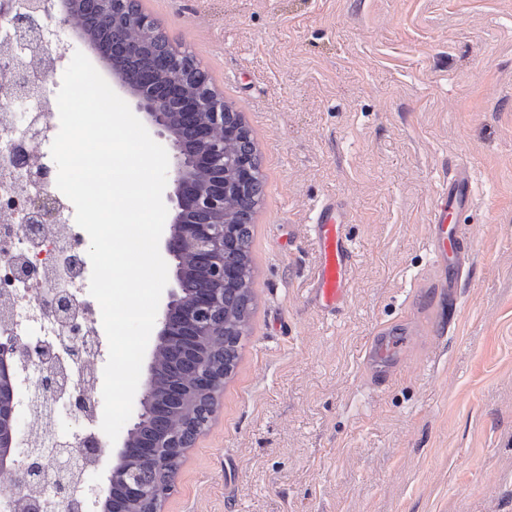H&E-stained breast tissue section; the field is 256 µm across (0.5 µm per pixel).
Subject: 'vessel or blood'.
<instances>
[{"label": "vessel or blood", "mask_w": 512, "mask_h": 512, "mask_svg": "<svg viewBox=\"0 0 512 512\" xmlns=\"http://www.w3.org/2000/svg\"><path fill=\"white\" fill-rule=\"evenodd\" d=\"M471 201V181L465 167H457L454 174L439 188L432 210L430 238L434 256L445 276L436 280V287L453 288L456 274L465 265L470 254V241L456 217L468 208ZM317 240L323 254V264L315 282V293L321 306L330 310L340 308L344 299L350 255L347 238L337 208L325 207L317 219ZM366 371L371 379L387 377L388 364L394 355L393 343L384 336H375L368 347Z\"/></svg>", "instance_id": "obj_1"}]
</instances>
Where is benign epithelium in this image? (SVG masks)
Wrapping results in <instances>:
<instances>
[{"label":"benign epithelium","instance_id":"7a95c632","mask_svg":"<svg viewBox=\"0 0 512 512\" xmlns=\"http://www.w3.org/2000/svg\"><path fill=\"white\" fill-rule=\"evenodd\" d=\"M0 27L10 29L19 40L37 34L31 26L30 17L14 11L13 0H0ZM78 37L109 68L112 83L135 100L137 110L156 129L158 136L166 139L172 175L169 199L174 204V215L168 224L163 248L176 262V287L170 289L159 318L158 343L152 352L153 362L139 398L136 417L121 436L115 462L107 470L105 483L95 493V507L100 512H111L112 487L117 482L121 483L125 496L132 501L155 499L163 503L174 492V483L170 481L144 485L140 473L146 468L165 473L169 463L183 458L192 443L178 431L139 443L137 432L163 405V398L157 390L155 370V359L161 348L170 343H182L189 336L199 339L224 335V288L239 276L237 267L226 261L237 236V226L224 216V194L244 191L253 176V169L246 157H224V141L241 135L246 126L228 119L233 109L224 104L223 99L212 96L207 87V76L199 78L200 90L194 94L187 89L175 61L165 89L143 87L129 81L91 35L80 32ZM33 88L39 89L41 85L19 74L15 88L5 98L14 103L23 101ZM177 110L206 113L198 124L197 146L194 148L186 144L176 129L174 116ZM5 204L23 206L34 223L51 219L57 209V200L48 193L24 200L12 197L5 200ZM203 211L211 215L209 222L192 224L187 221L189 215ZM25 252L26 248L12 237L9 230L0 231V262L5 264L10 278H40L39 269L31 258L25 256ZM195 273L205 275L209 284L198 295L187 296L183 282ZM37 304L44 311L65 312L68 307L54 284L37 297ZM69 330L72 338L62 342L61 348L53 353L41 341L13 327L0 329V466L15 470L17 484L21 487L41 483L46 471L53 469L57 478L50 485L49 495L58 512H82L78 489L64 476L75 461L74 457L45 448L18 451L23 438L18 427L23 400L40 402L48 392L57 394L55 375L43 369L48 359L65 357L69 360L72 373L69 374L70 386L65 397L67 405L83 412L90 405L81 391L84 367L75 343V337L82 332V324L73 319L69 322ZM223 384L224 377L215 375L208 362L204 361L197 369L192 388L208 398L210 412L213 413L216 394L223 389ZM75 439L81 446L96 450L95 465H100L107 448L102 436L92 431L84 437L77 435Z\"/></svg>","mask_w":512,"mask_h":512}]
</instances>
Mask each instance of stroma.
Segmentation results:
<instances>
[{
    "mask_svg": "<svg viewBox=\"0 0 512 512\" xmlns=\"http://www.w3.org/2000/svg\"><path fill=\"white\" fill-rule=\"evenodd\" d=\"M240 112L262 158L255 311L161 512H512V0H139ZM459 166L475 249L428 281ZM344 206V305L315 235ZM395 324L401 365L364 374ZM384 330L380 329L371 340L365 358L367 374L375 381H381L383 378L393 375L388 371L386 365L392 361L394 344L386 336H380ZM371 357L373 360L370 359Z\"/></svg>",
    "mask_w": 512,
    "mask_h": 512,
    "instance_id": "1",
    "label": "stroma"
}]
</instances>
